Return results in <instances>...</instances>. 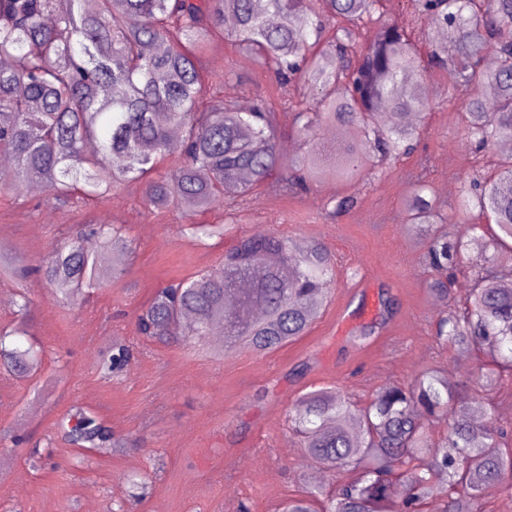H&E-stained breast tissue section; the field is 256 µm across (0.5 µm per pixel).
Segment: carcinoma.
Returning a JSON list of instances; mask_svg holds the SVG:
<instances>
[{"label": "carcinoma", "mask_w": 512, "mask_h": 512, "mask_svg": "<svg viewBox=\"0 0 512 512\" xmlns=\"http://www.w3.org/2000/svg\"><path fill=\"white\" fill-rule=\"evenodd\" d=\"M429 26L448 43L427 51L402 28L376 17L381 0H0V152L13 159L12 187L39 181L58 201L77 190L88 197L144 183L159 209H207L232 191L238 198L268 185L295 193L308 181H353L408 155L421 140L430 106L427 75L438 71L468 92L469 142L487 150L512 142V0H415ZM232 26L224 28V19ZM227 37L260 59L279 87L303 81L305 109L295 114L306 143L293 161L278 152L275 113L263 104L243 111L228 99L205 109L201 57L207 41ZM336 131V161L327 167L316 131ZM181 164L160 180L146 176L166 155ZM496 176L470 178L455 212L488 213L498 228L473 265L463 308L442 317L437 335L486 362L460 383L431 368L404 387H388L360 407L333 388L299 396L289 418L308 462L327 471L350 467L355 478L326 491L311 489L281 512H416L444 492L443 512H479L484 493L512 486V445L500 427L492 394L512 375V155ZM414 191L406 231L422 238L432 291L448 297L442 275L461 263L469 243L437 225L438 208ZM197 241L222 236L223 224H186ZM90 233L112 258V276L132 253L116 224ZM40 270L61 301L73 303L101 285L105 271L78 241L63 240ZM335 265L320 243L304 247L274 232L244 233L224 251L218 270L157 290L137 317L147 341L208 345L216 328L224 342L259 352L304 335L318 317ZM389 316L362 325L350 341L363 344ZM22 326L0 327V366L33 368V347L13 340ZM129 346L115 343L99 363L102 378H120ZM446 436L436 441L432 421ZM66 441L107 456L124 442L101 418L74 405L56 422ZM403 484L393 495V480Z\"/></svg>", "instance_id": "obj_1"}]
</instances>
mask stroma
<instances>
[{
    "instance_id": "35a3bbf8",
    "label": "stroma",
    "mask_w": 512,
    "mask_h": 512,
    "mask_svg": "<svg viewBox=\"0 0 512 512\" xmlns=\"http://www.w3.org/2000/svg\"><path fill=\"white\" fill-rule=\"evenodd\" d=\"M202 65L222 78L208 93L248 107L269 100L280 151L301 153L292 126L304 84L277 88L259 60L222 37L209 43ZM433 84L422 143L374 179H317L296 195L261 186L246 201L227 196L196 213L199 224L233 220L242 232L321 242L334 256L336 279L320 316L304 336L267 353L231 346L211 358L136 333L154 293L219 268L231 237L196 243L181 231L183 210L147 206L139 184L62 203L44 190L15 193L0 177L1 257L38 264L79 226L103 221L123 224L133 247L120 277L73 304L59 301L41 275L28 277L30 332L43 353L29 374L0 369V512H238L243 503L277 512L309 486L334 482L308 464L288 427L300 395L333 386L363 406L380 388L409 384L429 368L456 381L470 374L476 355L460 356L436 336L446 307L428 290L432 273L423 245L404 228L405 202L426 184L449 233L461 232L454 215L461 186L468 176L494 175L501 150L472 152L461 117L465 91L439 74ZM345 195L356 197L355 207L329 215L327 202ZM386 297L391 318L369 344L351 348L352 330L374 320ZM115 341L134 346V357L121 379L108 381L97 363ZM75 403L125 440L122 452L89 459L53 434V422ZM146 471L149 494L131 498L129 476Z\"/></svg>"
}]
</instances>
